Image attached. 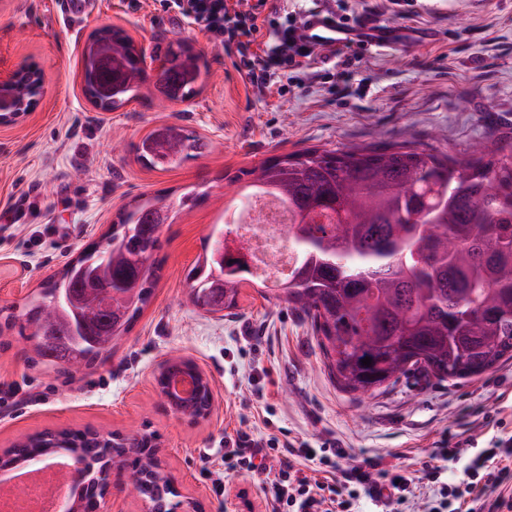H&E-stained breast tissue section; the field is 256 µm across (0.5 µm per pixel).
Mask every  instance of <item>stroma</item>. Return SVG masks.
<instances>
[{"label":"stroma","instance_id":"35a3bbf8","mask_svg":"<svg viewBox=\"0 0 512 512\" xmlns=\"http://www.w3.org/2000/svg\"><path fill=\"white\" fill-rule=\"evenodd\" d=\"M89 15L68 22L62 0H0V76L37 66L43 93L24 118L0 125V451L45 431L152 433L163 466L196 512H264L253 479L225 476V435L339 441L349 458L385 456L420 468L442 435L486 446L487 417L512 424V360L470 378L440 381L415 372L360 398L330 377L303 314L243 285L235 308L194 306L186 273L210 236L226 231L249 170L306 148L349 149L410 142L465 157L478 143L512 145V0H416L393 13L391 0H321L327 8L396 28L394 48L337 64L325 83L294 73L289 91L251 86L219 38L181 17L173 0H87ZM123 29L146 55L182 40L209 69L198 93L168 102L152 82L139 100L105 112L83 91L90 35ZM435 40L418 44L416 32ZM176 124L207 144L198 156L161 169L134 147L154 128ZM195 190L191 207L178 198ZM166 197L175 208L159 233L158 279L149 303L111 355L79 370L38 359L33 342L4 329L51 277L132 206ZM187 357L210 377L211 414L196 420L160 399L154 374ZM225 477V490L214 481Z\"/></svg>","mask_w":512,"mask_h":512}]
</instances>
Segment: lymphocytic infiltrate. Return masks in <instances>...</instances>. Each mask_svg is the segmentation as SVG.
I'll return each mask as SVG.
<instances>
[{
  "mask_svg": "<svg viewBox=\"0 0 512 512\" xmlns=\"http://www.w3.org/2000/svg\"><path fill=\"white\" fill-rule=\"evenodd\" d=\"M183 18L234 45L237 66L257 88L270 85L278 72L311 68L342 55L335 40L311 39L308 12L288 24L265 15L266 0L239 9L230 0H177ZM473 439L439 443L419 472L388 465L378 456L363 464L338 468L347 451L337 442L318 447L274 438L225 436L226 471L261 476L265 512H355L363 500L384 508L405 503L417 484L433 491L426 512H512V435L492 436L477 450ZM468 455L465 477L445 482L442 463Z\"/></svg>",
  "mask_w": 512,
  "mask_h": 512,
  "instance_id": "obj_1",
  "label": "lymphocytic infiltrate"
}]
</instances>
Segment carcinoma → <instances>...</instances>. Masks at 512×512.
I'll use <instances>...</instances> for the list:
<instances>
[{"label": "carcinoma", "instance_id": "obj_1", "mask_svg": "<svg viewBox=\"0 0 512 512\" xmlns=\"http://www.w3.org/2000/svg\"><path fill=\"white\" fill-rule=\"evenodd\" d=\"M208 74L201 58L177 44L164 60L159 93L183 101ZM112 82V111L136 96L144 69L121 32L101 30L84 55L86 95ZM34 82H17L8 107L34 105ZM200 148L178 125L154 129L136 146L153 166L187 158ZM248 188H268L299 221L288 225L297 264L281 287H263L265 297L283 299L311 322L329 374L360 397L386 388L398 372H426L457 380L478 376L512 359V150L482 146L463 159L439 156L402 142L349 150L308 148L257 169ZM164 198L119 219L100 240L72 260L60 278L47 281L19 315L33 327L40 358L64 357L70 366L90 365L112 352L148 304L157 280L153 258L159 228L147 212ZM454 247L448 248V240ZM212 252L204 249L188 271L194 303L209 302ZM244 276L224 273V308L236 304ZM120 292L112 321L102 322L86 288ZM57 296L68 302L46 317ZM370 358V366L362 359ZM51 448H76L86 459V479L95 482L106 447L87 432H46L6 454L3 464L41 455ZM151 500L170 497L166 484L144 475L140 450L128 464Z\"/></svg>", "mask_w": 512, "mask_h": 512}]
</instances>
